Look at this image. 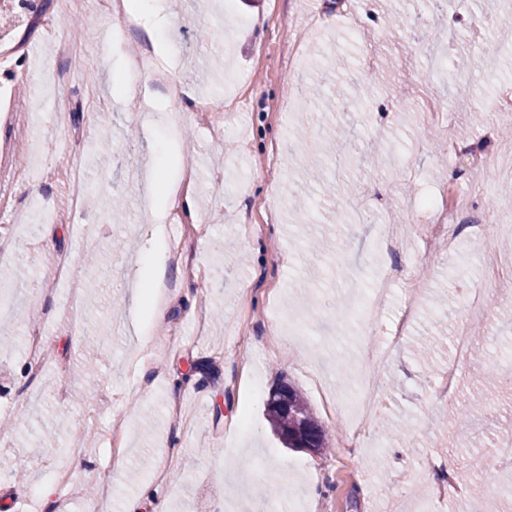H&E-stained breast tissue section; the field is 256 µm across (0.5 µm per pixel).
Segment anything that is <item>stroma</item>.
<instances>
[{
    "instance_id": "35a3bbf8",
    "label": "stroma",
    "mask_w": 512,
    "mask_h": 512,
    "mask_svg": "<svg viewBox=\"0 0 512 512\" xmlns=\"http://www.w3.org/2000/svg\"><path fill=\"white\" fill-rule=\"evenodd\" d=\"M166 2L176 16L166 38L182 48L175 81L213 97L216 111H192L163 86L151 87L146 104L115 92L120 69L148 39L138 29L114 42L116 19L100 0H31L39 17L18 48L23 59L0 66V87L12 88L0 111V188H12L14 208L0 222V281L13 288L0 314V458L13 464L0 472V512L50 485L51 468L75 447V479L56 496L67 512L91 499L120 512L146 487L169 512H419L404 490L417 456L453 459L474 495L498 497L497 512H512L494 472L467 468L469 450L491 452L496 435L512 433V386L500 381L512 364V311L492 307L470 323L478 359L463 383L484 392L488 411L455 420L437 393L452 328L470 289L483 285L479 256L512 254V235L499 232L512 225V187L484 192L493 174L462 171L442 145L448 133L491 149L512 125V113L489 108L512 86V0H482L449 48L448 61L467 56L478 79L461 91L452 68L432 85L451 105L434 125L421 98L396 105L427 74L426 49L401 21L416 0H360L353 9L336 0ZM216 3L223 37L209 23ZM292 46L306 63L287 77ZM174 108L184 111L180 152L166 173H192L197 214L177 218L182 257L168 267L167 315L148 327L157 350L132 369L136 285L155 233L145 195ZM214 127L223 138L212 137ZM339 127L340 146L331 135ZM30 168L29 182L12 185L14 172ZM347 181L368 201L363 221L342 192ZM448 182L475 195L492 221L453 254L427 256L408 225L435 215L413 205ZM391 222L400 239L388 250L376 232ZM419 254L430 277L412 295ZM391 268V297L365 323L348 274L368 286ZM408 300L416 316L379 375L382 447H347L346 397L362 349ZM39 330L51 339L44 366L27 346ZM283 382L333 429L327 451H290L272 433L265 406ZM108 425L126 433L119 464L103 441Z\"/></svg>"
}]
</instances>
